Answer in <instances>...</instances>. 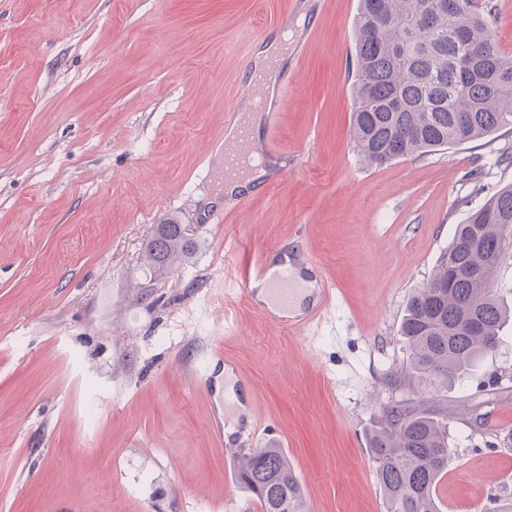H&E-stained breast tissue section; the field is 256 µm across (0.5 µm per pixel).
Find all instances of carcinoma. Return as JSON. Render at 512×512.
Here are the masks:
<instances>
[{
    "mask_svg": "<svg viewBox=\"0 0 512 512\" xmlns=\"http://www.w3.org/2000/svg\"><path fill=\"white\" fill-rule=\"evenodd\" d=\"M354 30L353 134L367 162L420 156L512 126V58L500 52L475 0H360ZM509 236L512 184L471 209L409 297L400 336L417 383L446 385L499 346L512 310L492 285ZM197 248L186 225L155 224L144 265L169 270ZM368 445L387 512H441L436 487L448 473V424L428 401L384 407ZM236 477L261 512H306L283 449L242 453Z\"/></svg>",
    "mask_w": 512,
    "mask_h": 512,
    "instance_id": "1",
    "label": "carcinoma"
}]
</instances>
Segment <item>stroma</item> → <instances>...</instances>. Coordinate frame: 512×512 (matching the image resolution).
<instances>
[{
	"label": "stroma",
	"instance_id": "35a3bbf8",
	"mask_svg": "<svg viewBox=\"0 0 512 512\" xmlns=\"http://www.w3.org/2000/svg\"><path fill=\"white\" fill-rule=\"evenodd\" d=\"M359 0H0V512H260L225 436L282 427L308 512H386L368 438L417 401L399 327L469 203L512 183V126L383 165L352 133ZM289 30L267 175L224 194L225 112ZM199 247L147 271L152 225ZM302 242L335 290L305 331L236 275ZM232 368L248 413L232 406ZM443 512L512 498V323L431 394ZM281 40L274 39L264 49L259 50L253 62V69L255 71H267L272 62H277L283 56Z\"/></svg>",
	"mask_w": 512,
	"mask_h": 512
}]
</instances>
